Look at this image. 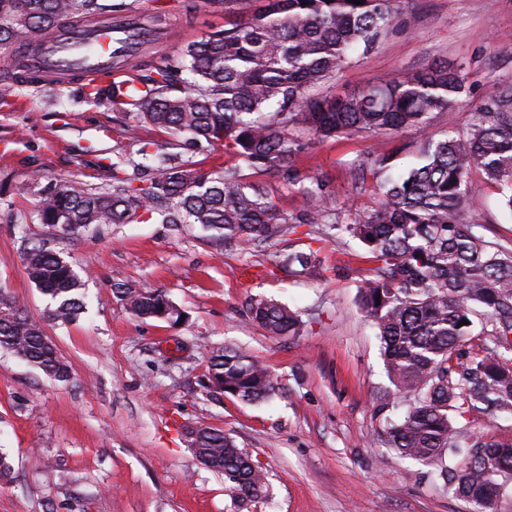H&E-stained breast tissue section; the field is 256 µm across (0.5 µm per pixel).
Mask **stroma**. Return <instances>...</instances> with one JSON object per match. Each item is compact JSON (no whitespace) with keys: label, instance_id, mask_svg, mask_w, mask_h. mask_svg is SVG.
Wrapping results in <instances>:
<instances>
[{"label":"stroma","instance_id":"1","mask_svg":"<svg viewBox=\"0 0 512 512\" xmlns=\"http://www.w3.org/2000/svg\"><path fill=\"white\" fill-rule=\"evenodd\" d=\"M123 2L163 34L131 57L141 75L146 61L176 57L179 45L166 31L198 40L223 27L228 12L255 5ZM435 61L465 78L453 113L437 114L425 132L307 137L293 168L322 179L342 210L370 205L371 192L353 187L354 160L378 145L398 167L412 166L425 138L465 132L480 105L512 84V0H402L379 46L355 53L323 91L344 98ZM146 139L163 144L170 136L136 127L111 104L84 101L79 86L0 83V180L13 185L0 201V287L41 322L72 368L60 383L0 351V452L13 469L0 484V512H237L223 475L185 442L189 426L224 430L262 468L270 494L248 512H471L448 495L434 466L402 459L387 444V422L408 402L394 394L376 330L358 304L359 244L327 242L320 275L299 277L275 264L294 244L291 235L244 251L197 224L179 233L154 223L93 226L57 244L88 270L87 309L67 326L47 321L51 302L18 250L21 232H48L35 218L27 176L104 185L123 158L128 177H144L150 170L138 149ZM471 197L469 218L485 224L488 238L512 241V213L476 171ZM8 212L13 221H5ZM116 283L165 291L187 321L134 318L114 297ZM256 295L297 311L301 335H265L247 314ZM227 346L269 366L278 395L245 404L208 391V357Z\"/></svg>","mask_w":512,"mask_h":512}]
</instances>
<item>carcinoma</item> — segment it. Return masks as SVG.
Returning <instances> with one entry per match:
<instances>
[{
    "label": "carcinoma",
    "mask_w": 512,
    "mask_h": 512,
    "mask_svg": "<svg viewBox=\"0 0 512 512\" xmlns=\"http://www.w3.org/2000/svg\"><path fill=\"white\" fill-rule=\"evenodd\" d=\"M260 2L245 17L224 19V30L183 44L176 59L162 60L150 74L86 91L133 107L128 118L163 129L191 149L224 145L228 160L221 170L204 172L159 144L150 151L147 142L139 154L153 160L154 172L137 184L120 176L116 164L110 187L29 177L28 187L37 189L36 219L60 236L96 224H199L244 250L295 234L303 224H320L321 237L283 258L289 271L303 276L320 269V249L312 244L359 243L370 263L360 278L361 308L377 329L396 393L412 400L402 417L388 421L387 443L405 459L435 464L448 493L477 512H491L500 479L512 475V444L469 435L459 422L477 408L512 413V248L486 239L485 225L464 215L475 169L512 212V85L480 106L466 132L426 139L419 163L405 173H395L394 156L379 148L352 163L355 189L366 190L370 180L375 198L342 221L322 180L291 168L305 142L290 128L316 137L425 130L435 114L454 111L464 78L434 63L345 99L317 97L312 90L327 84L351 52L376 46L401 0ZM111 11L105 0H0V48L26 53L66 19ZM247 170L280 172L297 182L300 215L288 217L265 186L247 180ZM19 250L30 280L54 303L48 318L76 321L85 309L83 282L55 237L23 232ZM113 292L136 318L175 325L184 315L161 290L122 284ZM249 317L274 337L298 336L303 327L297 312L263 297L250 299ZM477 327L490 343L462 362L459 347ZM0 350L54 381L71 378L42 325L4 288ZM206 378L208 389L221 387L245 403L279 391L265 365L231 346L210 355ZM184 436L201 463L224 474L237 503L266 496L261 467L224 431L190 427Z\"/></svg>",
    "instance_id": "obj_1"
}]
</instances>
